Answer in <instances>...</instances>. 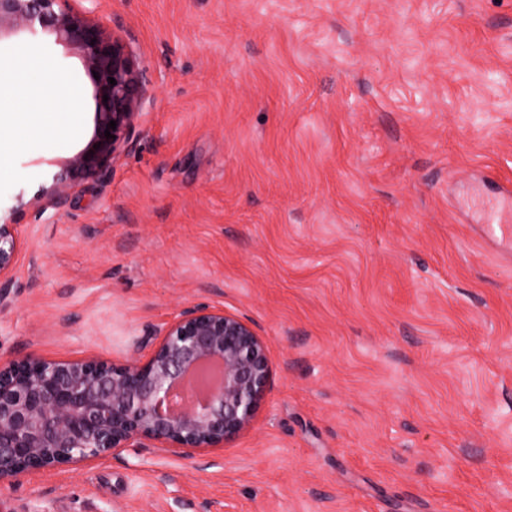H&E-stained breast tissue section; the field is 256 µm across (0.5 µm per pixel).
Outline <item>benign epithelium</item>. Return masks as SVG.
Instances as JSON below:
<instances>
[{
  "mask_svg": "<svg viewBox=\"0 0 512 512\" xmlns=\"http://www.w3.org/2000/svg\"><path fill=\"white\" fill-rule=\"evenodd\" d=\"M20 32H41L79 51L94 89L95 130L86 149L70 157L49 186L28 201L18 199L0 221V308L27 211H39L45 196L63 204L86 179H109L134 132L148 83L129 43L75 11L70 0H0V37ZM214 362L223 367V383L210 401L168 411L180 401L185 375ZM270 375L261 336L241 318L209 305L183 309L147 354L124 362L94 353L76 360L26 355L0 361V484L25 473L76 467L118 448L182 454L222 448L253 422Z\"/></svg>",
  "mask_w": 512,
  "mask_h": 512,
  "instance_id": "obj_1",
  "label": "benign epithelium"
}]
</instances>
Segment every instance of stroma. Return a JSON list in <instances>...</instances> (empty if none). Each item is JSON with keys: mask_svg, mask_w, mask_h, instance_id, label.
Listing matches in <instances>:
<instances>
[{"mask_svg": "<svg viewBox=\"0 0 512 512\" xmlns=\"http://www.w3.org/2000/svg\"><path fill=\"white\" fill-rule=\"evenodd\" d=\"M149 83L107 185L27 214L0 357L137 356L183 309L269 348L251 427L0 485V512H512V0H72ZM77 94L0 208L93 136L76 49L22 34Z\"/></svg>", "mask_w": 512, "mask_h": 512, "instance_id": "1", "label": "stroma"}]
</instances>
